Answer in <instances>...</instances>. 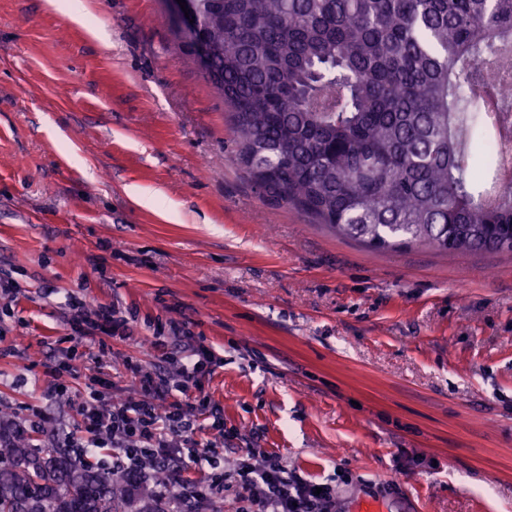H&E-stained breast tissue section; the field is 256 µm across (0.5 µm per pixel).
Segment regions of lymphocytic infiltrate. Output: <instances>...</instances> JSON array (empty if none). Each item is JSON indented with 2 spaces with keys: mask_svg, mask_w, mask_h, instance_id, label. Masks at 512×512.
<instances>
[{
  "mask_svg": "<svg viewBox=\"0 0 512 512\" xmlns=\"http://www.w3.org/2000/svg\"><path fill=\"white\" fill-rule=\"evenodd\" d=\"M68 309L67 323L77 340L130 335L126 322L116 320L111 308L91 312L73 297ZM151 347L177 366L176 375L146 370L139 360L126 358L123 366L135 379L136 395L118 402L112 397L109 374L93 372L85 384L80 431L61 440L83 462L99 450L110 451L113 471L127 476L136 487L184 457H199L200 443L194 437L198 418H205L221 440L234 437L224 427L223 407L200 392V376L220 363L214 352L175 322L155 334ZM233 483L245 512H336L335 487L289 472L277 458L252 448L241 452Z\"/></svg>",
  "mask_w": 512,
  "mask_h": 512,
  "instance_id": "lymphocytic-infiltrate-1",
  "label": "lymphocytic infiltrate"
}]
</instances>
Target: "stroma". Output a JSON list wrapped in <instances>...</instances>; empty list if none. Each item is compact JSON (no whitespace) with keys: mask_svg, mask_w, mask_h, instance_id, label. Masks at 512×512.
I'll return each instance as SVG.
<instances>
[{"mask_svg":"<svg viewBox=\"0 0 512 512\" xmlns=\"http://www.w3.org/2000/svg\"><path fill=\"white\" fill-rule=\"evenodd\" d=\"M64 2L0 0V411L78 431L96 364L125 399L124 359L153 368L183 322L223 360L201 384L237 433L225 469L252 446L337 512H512V253L373 251L273 204L164 0ZM73 295L133 335L82 342L46 404ZM76 355V350L70 349V351H66L63 357L57 360L51 367L49 374L52 380L49 381V384L43 389V400H58L68 393L70 388L66 378L74 376L76 372V365L74 364Z\"/></svg>","mask_w":512,"mask_h":512,"instance_id":"35a3bbf8","label":"stroma"}]
</instances>
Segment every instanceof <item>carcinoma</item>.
Here are the masks:
<instances>
[{
  "mask_svg": "<svg viewBox=\"0 0 512 512\" xmlns=\"http://www.w3.org/2000/svg\"><path fill=\"white\" fill-rule=\"evenodd\" d=\"M204 71L270 199L373 251L512 252L482 95L512 0H197ZM487 159L476 169V149ZM47 442L0 432V512H169Z\"/></svg>",
  "mask_w": 512,
  "mask_h": 512,
  "instance_id": "1",
  "label": "carcinoma"
}]
</instances>
